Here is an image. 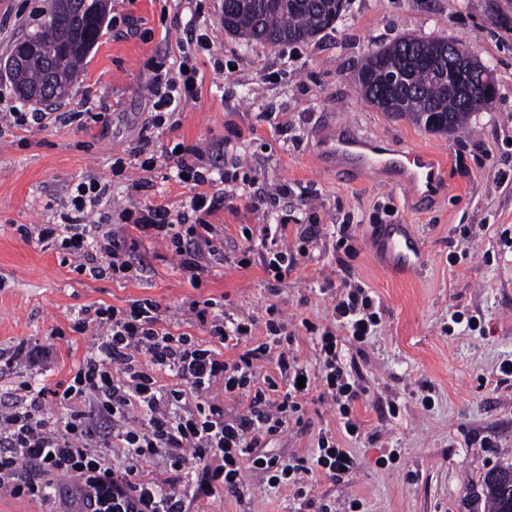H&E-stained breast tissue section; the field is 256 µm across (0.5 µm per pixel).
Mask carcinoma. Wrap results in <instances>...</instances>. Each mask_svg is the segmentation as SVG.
<instances>
[{
    "instance_id": "1",
    "label": "carcinoma",
    "mask_w": 512,
    "mask_h": 512,
    "mask_svg": "<svg viewBox=\"0 0 512 512\" xmlns=\"http://www.w3.org/2000/svg\"><path fill=\"white\" fill-rule=\"evenodd\" d=\"M224 31L248 43L277 46L308 43L332 29L346 11L347 0H283L264 7L262 0H224ZM58 19L27 32L11 54L9 67L16 93L23 99L39 92L52 102L68 95L84 68L86 47L95 29L104 27L110 0H49ZM355 86L363 98L383 112L406 116L425 130L454 135L473 113L491 100L477 73L467 92L455 101L448 83V44L438 37L404 36L382 48V55L367 54ZM485 497L494 512H512V464L500 466L484 480Z\"/></svg>"
}]
</instances>
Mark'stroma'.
<instances>
[{
  "instance_id": "stroma-1",
  "label": "stroma",
  "mask_w": 512,
  "mask_h": 512,
  "mask_svg": "<svg viewBox=\"0 0 512 512\" xmlns=\"http://www.w3.org/2000/svg\"><path fill=\"white\" fill-rule=\"evenodd\" d=\"M222 2H202L217 28L210 50L190 53L199 95L161 129L151 171L116 172L112 162L139 145L155 67L180 59L191 17L186 0H111L116 24L104 28L69 96L51 104L55 120L40 129L0 122V355L23 341L52 354L47 364L0 378V388L30 377L68 381L95 341L73 332L78 312L120 308L132 298L156 300L176 331L198 341L205 334L185 313L186 300L214 298L243 318L276 305L295 352L312 367L316 346L303 323L336 326L334 288L350 276L381 305L376 335L345 350L362 388L353 411L363 433L342 436L335 406L315 400L305 404L300 426L268 442L267 453L308 456L325 432L351 450L356 465L344 479L306 476L308 512L325 504L333 512H488L483 478L512 463V374L501 371L512 362V0H350L335 29L275 47L225 33ZM47 10L48 0H0V65L17 39L44 24ZM410 35L461 41L493 71V99L458 137L380 112L352 86L368 49ZM335 124L393 149L431 151L445 167L444 189L422 201L387 176L330 169L317 133ZM179 142L205 146L208 167L240 170L253 192L291 190L287 201L258 209L225 199L209 221L223 230L229 256L244 229L287 221L284 242L294 251L300 233L318 225L308 256L277 293L268 289L259 245L252 265L229 260L205 271L195 288L157 239L140 241L144 278L119 282L78 275L57 250L18 233L21 224L58 223L72 187L90 176L111 180L112 209L177 208L193 193L165 155ZM385 222L411 225L424 252L416 270L376 259V227ZM343 224L356 235L350 255L336 248ZM392 404L398 416L389 415ZM388 452L394 460L377 465ZM246 482L243 497L221 493L196 502L194 512H296L291 487H268L259 470Z\"/></svg>"
}]
</instances>
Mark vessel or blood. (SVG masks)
<instances>
[{
    "label": "vessel or blood",
    "mask_w": 512,
    "mask_h": 512,
    "mask_svg": "<svg viewBox=\"0 0 512 512\" xmlns=\"http://www.w3.org/2000/svg\"><path fill=\"white\" fill-rule=\"evenodd\" d=\"M325 151L339 168L361 172L397 170L400 187L417 198H431L439 192L441 174L435 160L425 151L416 148L393 151L377 139L336 132L328 136ZM377 237L380 256L387 266L414 269L420 265L423 253L408 225H379Z\"/></svg>",
    "instance_id": "b4317fda"
}]
</instances>
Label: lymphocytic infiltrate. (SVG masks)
Listing matches in <instances>:
<instances>
[{
    "instance_id": "1",
    "label": "lymphocytic infiltrate",
    "mask_w": 512,
    "mask_h": 512,
    "mask_svg": "<svg viewBox=\"0 0 512 512\" xmlns=\"http://www.w3.org/2000/svg\"><path fill=\"white\" fill-rule=\"evenodd\" d=\"M197 78L196 66L185 60L155 74L149 86L156 110L152 128H161L168 115L197 98ZM168 157L179 179L194 188L183 209L145 204L119 211L117 223H88L89 214L100 212L111 197L108 180L90 177L76 185L71 209L62 213L60 223L35 231L22 224L19 233L76 257L78 274L94 279L109 274L124 281L141 280L145 268L138 238L152 236L178 257L192 287H199L202 273L225 260L224 236L209 222L213 189L220 182L238 189L239 175L227 171L212 178L203 165V150L195 145L169 151ZM128 220L137 239L121 231ZM283 230L276 225L265 244L263 268L273 284L295 268L317 238L316 231H307L292 252L282 242ZM188 310L205 326L207 341L174 332L165 311L150 298L77 316L74 332L85 333L93 324L99 333L70 381H21L11 406L0 411V489L54 503V512H191L196 501L217 492H243L246 473L254 468L265 472L269 487L292 486L295 500L308 507L312 501L305 475L317 470L339 479L354 469L350 449L327 435L319 436L307 457L261 452L291 422L301 421L303 404L316 385L321 398L336 405L343 435L360 437L362 424L351 407L359 391L331 328L304 324L319 348L320 368L313 374L292 351L288 324L275 305L266 307L261 321L235 316L213 298L189 300ZM334 311L357 344L374 336L381 324L369 289L358 283L344 284ZM260 323L263 342L241 350ZM263 360L275 362L286 375V390H279L272 378L257 380L255 364ZM228 398L243 401L241 413L226 416ZM49 401L62 408L60 417L46 413ZM135 411L143 417L137 426L129 422ZM116 448L123 457L118 465L112 462ZM159 457L164 470L149 469ZM63 477L73 479V487L63 489Z\"/></svg>"
}]
</instances>
